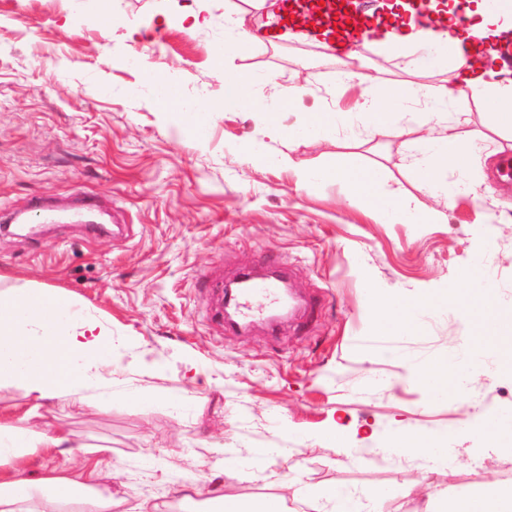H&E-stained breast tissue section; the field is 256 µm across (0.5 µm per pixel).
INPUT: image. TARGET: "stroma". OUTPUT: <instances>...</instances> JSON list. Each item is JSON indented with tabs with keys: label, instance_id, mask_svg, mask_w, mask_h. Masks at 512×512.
Returning a JSON list of instances; mask_svg holds the SVG:
<instances>
[{
	"label": "stroma",
	"instance_id": "stroma-1",
	"mask_svg": "<svg viewBox=\"0 0 512 512\" xmlns=\"http://www.w3.org/2000/svg\"><path fill=\"white\" fill-rule=\"evenodd\" d=\"M192 0H0V207L20 210L36 197L66 200L103 193L126 229L93 236L78 224L45 233L0 230V290L64 291L111 328L113 389L130 385L190 398L178 420L166 410H137L121 398L111 408L55 404L49 423L113 456L149 464L142 483L130 472L100 485L127 507L155 496L184 512L172 469L194 473L202 490L220 485L239 501L276 497L290 512H320L322 488L388 492L414 487L427 497L419 461L386 455L352 460L336 448V428L362 438L384 425H433L455 433L456 489L512 485V453L481 447L465 430L473 407L512 416V354L497 370L476 369L464 395L435 401L405 356L441 359L489 332L455 313L428 320L410 336L372 338L369 289L440 296L468 278L476 254L489 250L497 285L512 298V177L500 167L512 149L469 173L488 211L458 197L441 224H381L343 200L328 181L302 191L294 169L257 165L241 150L266 125L250 99L270 97L260 82L246 102L225 104L224 69L270 73L275 84L306 86L284 126L303 123L339 85L341 65L326 52L283 41L245 47L220 59L225 0H201L204 28L179 22ZM141 25L139 42L113 18ZM156 48L173 102L216 105L204 125L175 123L157 104L158 89L131 62L134 45ZM384 168L391 187L412 191L416 172L406 138L381 132L353 150ZM279 256L296 287L318 296L310 324H257L226 332L211 316L220 289L212 274L233 272L264 255ZM263 446L271 456L244 471L224 470L218 446ZM290 473L289 485L275 475Z\"/></svg>",
	"mask_w": 512,
	"mask_h": 512
}]
</instances>
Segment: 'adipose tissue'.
Wrapping results in <instances>:
<instances>
[{
  "label": "adipose tissue",
  "mask_w": 512,
  "mask_h": 512,
  "mask_svg": "<svg viewBox=\"0 0 512 512\" xmlns=\"http://www.w3.org/2000/svg\"><path fill=\"white\" fill-rule=\"evenodd\" d=\"M389 54L405 61L407 79L388 81L368 79L358 65L359 53H348L340 73L344 84L371 82L373 90L349 109L339 101L308 113L302 125L283 128L280 113L297 104L304 94L300 87H276L271 100H255L251 106L261 114L268 130H286L289 140L303 136L337 141V130L349 117H357L366 135L391 130L412 135L415 149L413 166L424 174L413 192L389 188L385 172L356 162L352 155L340 154L335 167L321 171L297 170L298 185L307 189L321 175L334 174L349 204L365 205L384 223L436 224L443 220V209L453 197L470 192L469 183L449 181L447 167L467 169L481 158L492 136L512 127V90L502 87L497 71L476 70L465 57L466 49L457 39L432 40L407 22L403 32L390 34ZM452 70L454 82L425 85L417 80L420 71ZM475 99L483 114L482 132L465 135L453 118L461 104ZM433 206H426V199ZM494 270L487 253L473 263V274L466 285H452L440 297L409 294L395 296L373 293L371 307L381 317L385 330L411 335L429 317L454 309L464 320L474 322L495 317L498 301L490 300L483 282ZM112 331L96 316L85 311L55 290L11 289L0 291V389H12L29 402L20 425L0 424V512H115L121 502L95 489L102 477L98 466L80 462L70 470H50L34 476L32 455L77 458L80 448L71 433L40 427L42 408L54 401L78 406H102L112 390L98 389L102 366L112 353ZM413 375L430 382V394L440 398L449 388L459 387L473 365L493 371L499 365L497 345L467 343L459 346L448 360L411 357ZM363 453L420 460L431 478L432 491L420 512H512V491H477L448 498L442 487L455 451L447 440L433 446H418L412 435L390 431L387 442L367 439ZM322 498L333 512H385L387 497L368 489L361 495L329 487Z\"/></svg>",
  "instance_id": "1"
}]
</instances>
